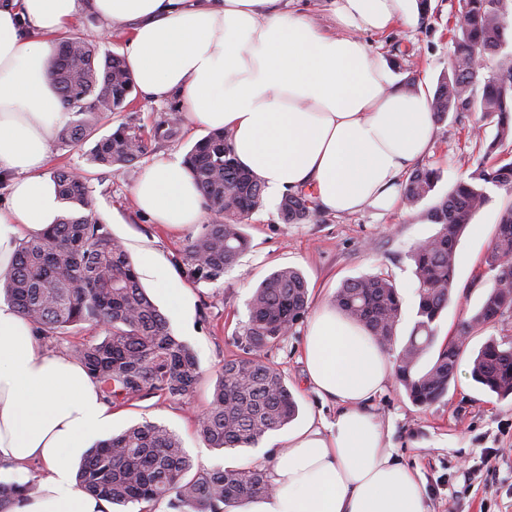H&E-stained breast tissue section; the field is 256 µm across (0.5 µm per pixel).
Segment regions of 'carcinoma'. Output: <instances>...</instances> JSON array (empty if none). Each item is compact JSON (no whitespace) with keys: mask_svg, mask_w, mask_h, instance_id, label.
Segmentation results:
<instances>
[{"mask_svg":"<svg viewBox=\"0 0 512 512\" xmlns=\"http://www.w3.org/2000/svg\"><path fill=\"white\" fill-rule=\"evenodd\" d=\"M459 14L465 23L454 29L451 75L439 80L430 106L437 124L450 112L482 113L496 127L485 149L496 162L467 166L452 191L428 211L427 219L439 229L411 251L418 305L411 334L400 349H394V342L402 302L388 276L375 273L348 280L334 299L337 310L392 354L396 381L412 403L422 407L448 393L469 336L512 313L510 204L500 213L495 245L485 259L492 279L483 302L431 363L419 367L435 344L436 323L452 297L460 237L489 202L487 186L512 188V161L503 158L512 147V63L488 75L477 65L507 46L512 0H461ZM49 75L64 107L80 115L60 133L66 144L91 139L107 114L128 105L134 89L120 57H101L96 45L79 37L59 42ZM182 124L181 113L169 112L148 133L121 126L95 141L90 161L118 172L146 156L152 144L178 138ZM184 165L214 219L188 239L181 269L196 282H213L247 250L243 226L262 206L264 189L237 161L231 135L224 130L197 141ZM53 179L64 214L58 223L18 244L10 270L0 275V294L40 337L61 338L85 324L103 331L101 340L76 348L74 358L108 404L120 407L150 397L188 396L200 378L195 351L173 334L168 318L142 287L122 242L93 217L85 177L57 170ZM439 179L433 168H414L404 184L406 204L416 207ZM279 214L286 224H307L321 211L307 194L293 192L282 197ZM309 305L307 281L296 268L276 270L257 286L240 341L242 354L224 361L211 401L196 420V431L208 447L254 448L293 420L297 404L282 373L265 355L303 321ZM470 368L472 379L499 399L512 396V342L488 340L471 356ZM76 483L112 506L137 505L139 512H155L163 502L172 512H224L272 490L267 470L255 466L193 471L180 436L149 420L89 448ZM38 491L34 479L0 481V512Z\"/></svg>","mask_w":512,"mask_h":512,"instance_id":"cac0c4a2","label":"carcinoma"}]
</instances>
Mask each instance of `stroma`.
Segmentation results:
<instances>
[{"label":"stroma","instance_id":"obj_1","mask_svg":"<svg viewBox=\"0 0 512 512\" xmlns=\"http://www.w3.org/2000/svg\"><path fill=\"white\" fill-rule=\"evenodd\" d=\"M425 20L412 27L397 26L389 34L369 36L373 49L398 59V78L415 74L427 91H434L450 72L451 30L459 14V0H431ZM176 98L153 100L132 92L130 104L102 121L99 135L121 125L151 127L165 112L176 108ZM493 138L495 127L482 124L481 115L469 112L449 115L436 127L433 147L422 165L440 169L442 177L431 194L417 207L399 205L380 213L371 209L354 215L325 214L310 224L283 223L279 200L264 195L260 208L248 217L244 231L248 251L238 264L226 269L215 282H195L182 275L179 264L183 248L199 225L169 228L152 223L141 214L132 189L149 159L184 156L187 148L204 137V130L183 125L181 136L154 146L149 158L140 159L120 172L93 165L90 143L52 144L48 170L68 167L87 174L93 208L101 223L122 241L134 264L151 259L167 277H142L141 283L170 320L176 336L196 352L201 378L195 391L181 400L148 398L116 408L113 432L148 419L168 426L182 438L195 469L216 466L256 465L272 452L285 449L293 426L310 416L333 417L336 406L321 400L306 383L302 349L305 324H298L268 353L269 361L284 375L298 405L293 425L267 435L254 448L220 452L208 448L196 432L194 418L210 401L217 374L225 360L238 355L237 341L248 321V303L259 283L275 270L299 269L309 288L311 309L331 304L345 281L382 273L395 283L402 298V317L397 344H404L415 322L416 281L412 248L433 235L437 227L424 220V213L447 194L461 176L459 158L478 164L484 159L473 127ZM490 200L473 218L457 245L454 295L437 322L436 342L444 344L456 335L459 324L481 304L491 285L492 274L484 264L494 244L501 211L512 203V191L488 186ZM186 289V301L168 307L162 291ZM371 410L385 431L399 459L420 470L427 490L428 512H512V401L497 397L475 384L468 358L460 362L447 395L427 406L414 405L396 381H388Z\"/></svg>","mask_w":512,"mask_h":512}]
</instances>
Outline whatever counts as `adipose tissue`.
Here are the masks:
<instances>
[{"label":"adipose tissue","instance_id":"obj_1","mask_svg":"<svg viewBox=\"0 0 512 512\" xmlns=\"http://www.w3.org/2000/svg\"><path fill=\"white\" fill-rule=\"evenodd\" d=\"M329 27L291 0H0V172L11 175L0 209V274L17 235L61 214L45 171L67 119L48 75L55 39L83 17L127 28L123 57L137 90L175 96L191 124L232 135L239 162L283 194L305 189L321 210H390L400 176L431 147L425 88L408 91L365 42L414 24L408 0H324ZM155 223L207 221L203 194L181 157L150 163L133 187ZM308 383L337 406L314 417L271 461V493L231 512H427L418 470L398 460L368 410L393 358L360 324L322 307L303 346ZM113 413L77 361L43 350L32 324L0 305V470L43 463L38 496L12 512H106L75 486L71 463Z\"/></svg>","mask_w":512,"mask_h":512}]
</instances>
